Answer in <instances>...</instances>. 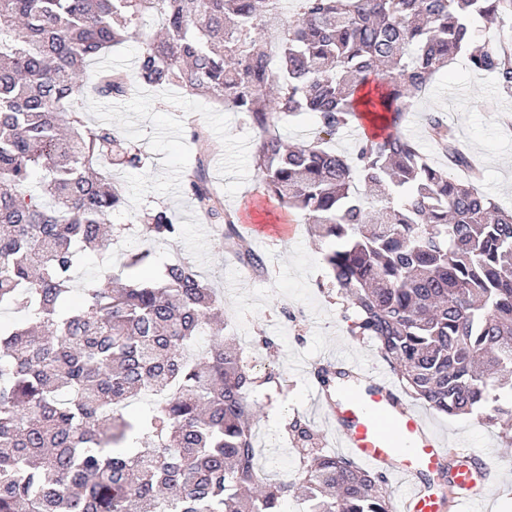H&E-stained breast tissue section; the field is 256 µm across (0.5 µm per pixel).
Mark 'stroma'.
<instances>
[{
    "instance_id": "1",
    "label": "stroma",
    "mask_w": 512,
    "mask_h": 512,
    "mask_svg": "<svg viewBox=\"0 0 512 512\" xmlns=\"http://www.w3.org/2000/svg\"><path fill=\"white\" fill-rule=\"evenodd\" d=\"M505 99L495 81L474 73L457 59L434 77L418 97L403 123V132L415 140L431 162L441 156L426 139L423 115L443 113L459 141L474 155L482 170L480 191L500 206L512 208V131H505L499 116ZM88 126L107 124L138 148L143 165L116 168L112 181L124 204L111 216L122 232L112 242V265L120 267L130 253L147 241L133 221L145 205H160L173 212L180 234L156 245L158 262L184 260L218 291L224 300V317L238 340L250 341L246 358L258 369L280 371L284 380L277 390L258 386L250 400L255 410L257 460L261 480L295 473L299 458L285 432L287 421L303 415L319 435L320 447L335 452L332 432L318 415L313 373L325 358L343 352L372 365L384 359L376 342L351 336L344 304L336 295L323 261L322 245L294 210L281 206L264 191L254 165L256 130L240 114L227 112L212 99L189 96L178 88L163 91L139 89L121 99L87 96L75 105ZM195 119L217 148L211 154L209 178L234 212L238 225L287 224V240L257 239L253 247L265 259V270L255 273L215 246V228L196 210L187 191L186 171L193 166L197 145L192 142L188 119ZM269 338L272 351L258 341ZM432 422L447 433L452 447L473 450L491 462L512 451L498 429L478 415L447 417L432 414Z\"/></svg>"
}]
</instances>
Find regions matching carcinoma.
Returning a JSON list of instances; mask_svg holds the SVG:
<instances>
[{"mask_svg":"<svg viewBox=\"0 0 512 512\" xmlns=\"http://www.w3.org/2000/svg\"><path fill=\"white\" fill-rule=\"evenodd\" d=\"M293 2L288 22V0H0V309L28 316L0 322V512H283L292 493L308 512H389L385 477L317 447L300 418L286 431L302 467L260 482L249 396L281 374L257 375L232 336L184 357L224 329L189 263L115 283L112 168L142 158L110 127L77 129L73 104L90 93L177 86L243 114L266 192L331 243L323 260L351 335L377 342L405 394L500 422L512 441V211L478 190L442 115L424 116L442 166L402 131L458 57L512 97V0ZM147 16L157 30H143ZM478 24L501 39L473 44ZM131 37V72L83 84L86 64ZM303 112L316 131L288 147L280 123ZM363 120L387 134L332 146ZM207 171L202 153L187 174L197 210L225 251L264 268ZM134 221L152 244L179 233L165 207ZM88 249L101 269L76 297ZM143 396L148 411L123 412ZM144 438L151 451H133Z\"/></svg>","mask_w":512,"mask_h":512,"instance_id":"obj_1","label":"carcinoma"}]
</instances>
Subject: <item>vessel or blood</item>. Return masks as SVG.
I'll use <instances>...</instances> for the list:
<instances>
[{"label": "vessel or blood", "instance_id": "1", "mask_svg": "<svg viewBox=\"0 0 512 512\" xmlns=\"http://www.w3.org/2000/svg\"><path fill=\"white\" fill-rule=\"evenodd\" d=\"M336 391L316 385L336 435L337 447L385 477L403 484L391 512H439L436 482L448 463L446 440L377 368L340 356L335 361ZM460 464L451 479L454 512H474L499 473L497 464L473 463L469 450L456 453Z\"/></svg>", "mask_w": 512, "mask_h": 512}]
</instances>
